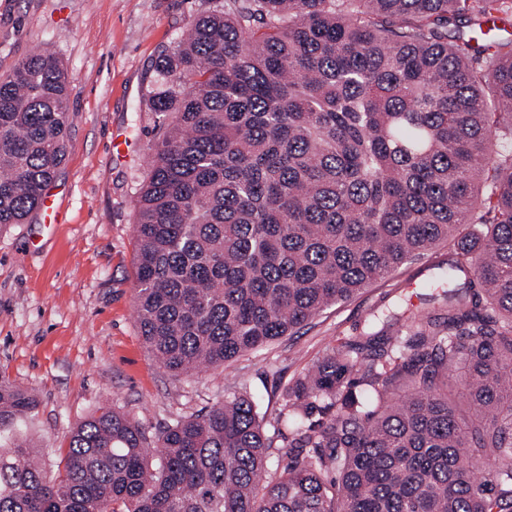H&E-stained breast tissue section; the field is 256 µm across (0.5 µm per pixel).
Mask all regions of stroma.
<instances>
[{
  "label": "stroma",
  "mask_w": 512,
  "mask_h": 512,
  "mask_svg": "<svg viewBox=\"0 0 512 512\" xmlns=\"http://www.w3.org/2000/svg\"><path fill=\"white\" fill-rule=\"evenodd\" d=\"M216 0H0V78L46 51L69 83L67 156L50 189L63 217L0 229V374L36 391L31 423L46 466L74 426L109 404L153 435L243 386L276 410L282 388L372 316L431 310L442 244L296 333L226 366L171 375L148 352L134 311L135 205L163 129L147 95L160 54Z\"/></svg>",
  "instance_id": "stroma-1"
}]
</instances>
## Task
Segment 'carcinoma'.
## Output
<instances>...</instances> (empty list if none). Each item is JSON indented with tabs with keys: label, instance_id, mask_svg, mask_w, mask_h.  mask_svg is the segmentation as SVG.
Masks as SVG:
<instances>
[{
	"label": "carcinoma",
	"instance_id": "cac0c4a2",
	"mask_svg": "<svg viewBox=\"0 0 512 512\" xmlns=\"http://www.w3.org/2000/svg\"><path fill=\"white\" fill-rule=\"evenodd\" d=\"M512 0H224L155 64L135 313L179 376L293 334L442 243L438 309L151 438L98 407L63 469L0 377V512H512ZM49 52L0 80V229L66 156ZM477 283L480 304L468 299ZM322 418L312 423L313 410ZM286 463L273 474L274 456Z\"/></svg>",
	"mask_w": 512,
	"mask_h": 512
}]
</instances>
